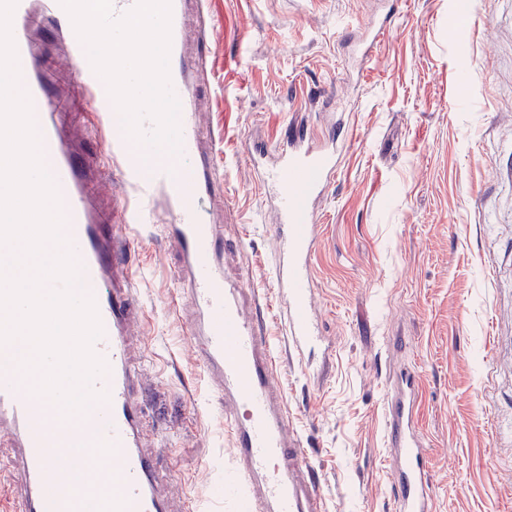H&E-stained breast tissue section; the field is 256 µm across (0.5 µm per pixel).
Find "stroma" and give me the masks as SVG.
I'll return each mask as SVG.
<instances>
[{
    "instance_id": "1",
    "label": "stroma",
    "mask_w": 512,
    "mask_h": 512,
    "mask_svg": "<svg viewBox=\"0 0 512 512\" xmlns=\"http://www.w3.org/2000/svg\"><path fill=\"white\" fill-rule=\"evenodd\" d=\"M384 0H205L190 5L184 50L201 57L197 119L216 185L229 284L257 289L294 425L327 512H393L386 393L407 366L433 457L436 512H512V0H404L368 69L349 56ZM51 95L84 153H101L74 67L34 30ZM333 89L357 136L320 204L312 255L321 380L284 356L271 282L275 211L246 157L291 117L317 139L332 127L314 97ZM464 104L451 108V94ZM178 257L153 224L135 229L146 302L144 438L175 505L231 512L211 487L234 466L221 416L186 343ZM405 346L396 347L392 337Z\"/></svg>"
}]
</instances>
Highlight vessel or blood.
Returning a JSON list of instances; mask_svg holds the SVG:
<instances>
[{"label": "vessel or blood", "instance_id": "obj_1", "mask_svg": "<svg viewBox=\"0 0 512 512\" xmlns=\"http://www.w3.org/2000/svg\"><path fill=\"white\" fill-rule=\"evenodd\" d=\"M183 6V0H171L169 56L171 86L182 106V148L168 164L153 166L143 159L144 145L123 124L112 123L96 83L81 65L76 82L112 163L80 154L47 94L43 47L31 34V0H18L15 7L12 35L18 59L27 64L26 92L40 108V149L60 197L63 234L78 262V281L87 285L104 328L94 350L109 371L92 383L95 391L107 393V401L69 419L53 402L31 392L20 369L0 372V443L12 450L0 468V512H186L167 495L155 467L156 449L143 443L146 419L133 343L145 306L130 264L131 228L151 222L159 198L168 213L160 231L178 255V274L193 300L185 316L187 340L210 380L213 405L222 410L235 449V465L215 483V494L231 500L237 512H325L320 477L305 455L278 384L275 346L259 314H246L238 291L227 284L223 232L206 204L214 179L193 113L196 64L180 50ZM42 13L60 46L77 57L80 40L59 0H42ZM341 149L334 138L317 142L300 123L282 142L256 137L247 147L259 169L260 193L278 215L272 227L278 251L271 279L288 316L289 351L301 360L311 355L320 335L309 301L320 221L315 203L336 177ZM93 179L119 183L113 197L119 214L115 223L100 222L87 193ZM419 392L416 372L404 369L384 405L394 512L435 509L431 452L416 410Z\"/></svg>", "mask_w": 512, "mask_h": 512}]
</instances>
